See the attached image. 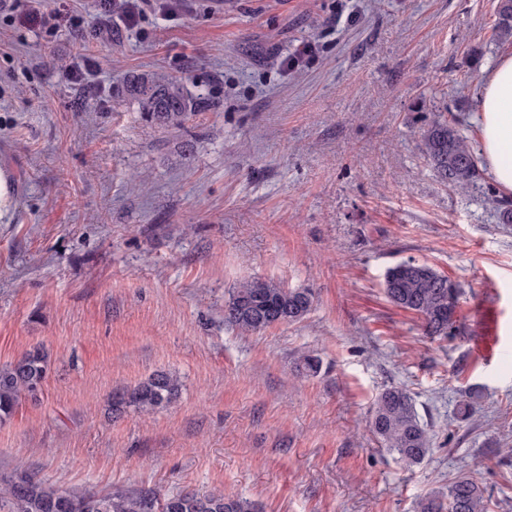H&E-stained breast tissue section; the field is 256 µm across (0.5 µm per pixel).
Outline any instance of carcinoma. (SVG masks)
I'll return each mask as SVG.
<instances>
[{
	"label": "carcinoma",
	"instance_id": "obj_1",
	"mask_svg": "<svg viewBox=\"0 0 512 512\" xmlns=\"http://www.w3.org/2000/svg\"><path fill=\"white\" fill-rule=\"evenodd\" d=\"M500 37L512 35V0H500ZM125 95L138 104L147 121L171 133H178L198 112L206 108L205 97L187 91L182 83L152 73L129 76ZM421 150L428 166L443 184L467 190L482 173L478 158L456 128V119L441 115L426 124ZM385 294L397 307L414 313L425 335L446 337L457 322L461 287L448 276L414 260L390 268ZM314 296L308 288H284L254 278L240 282L224 302V323L245 333H254L285 323L303 320L311 311ZM47 372V357L39 348L0 366V422L9 418L21 396L36 395ZM180 380L159 371L133 389L112 396V410L118 414L132 408L150 414L170 404L179 394ZM481 394L468 392L460 403L464 420L474 411ZM370 432L387 450L407 466L421 464L431 445L430 430L420 421L411 394L391 386L375 399ZM483 488L469 476L448 482V492H433L417 503V512H488ZM0 512H259L241 498L226 497L222 491L198 493L181 491L163 498L154 493L87 492L71 494L46 483L31 471L0 474Z\"/></svg>",
	"mask_w": 512,
	"mask_h": 512
}]
</instances>
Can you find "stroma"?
Wrapping results in <instances>:
<instances>
[{
	"instance_id": "stroma-1",
	"label": "stroma",
	"mask_w": 512,
	"mask_h": 512,
	"mask_svg": "<svg viewBox=\"0 0 512 512\" xmlns=\"http://www.w3.org/2000/svg\"><path fill=\"white\" fill-rule=\"evenodd\" d=\"M135 29L97 0L48 33L0 17V365L48 355L36 396L0 423V469L82 492L220 490L260 512H415L458 475L512 512V225L491 177L441 184L419 143L453 113L478 144L484 71L512 48L499 0H171ZM296 57L295 66L284 61ZM70 64L79 80L63 75ZM152 72L208 97L185 131L123 96ZM194 146L183 156L184 143ZM415 259L458 282L445 338L384 293ZM314 294L301 322L224 323L241 281ZM499 317L491 360L473 342ZM318 373L296 369L301 352ZM157 371L176 400L116 415ZM432 434L406 467L369 431L386 387ZM480 409L457 416L465 391Z\"/></svg>"
}]
</instances>
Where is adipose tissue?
I'll list each match as a JSON object with an SVG mask.
<instances>
[{
  "instance_id": "adipose-tissue-1",
  "label": "adipose tissue",
  "mask_w": 512,
  "mask_h": 512,
  "mask_svg": "<svg viewBox=\"0 0 512 512\" xmlns=\"http://www.w3.org/2000/svg\"><path fill=\"white\" fill-rule=\"evenodd\" d=\"M480 164L499 192L512 197V50L501 53L482 78L476 98Z\"/></svg>"
}]
</instances>
